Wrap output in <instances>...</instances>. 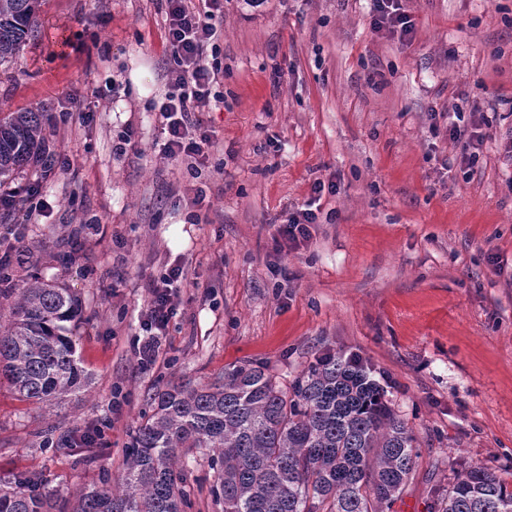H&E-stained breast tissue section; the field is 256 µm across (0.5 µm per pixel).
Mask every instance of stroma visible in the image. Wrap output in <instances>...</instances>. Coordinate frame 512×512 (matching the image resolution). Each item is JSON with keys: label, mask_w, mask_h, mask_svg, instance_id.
I'll list each match as a JSON object with an SVG mask.
<instances>
[{"label": "stroma", "mask_w": 512, "mask_h": 512, "mask_svg": "<svg viewBox=\"0 0 512 512\" xmlns=\"http://www.w3.org/2000/svg\"><path fill=\"white\" fill-rule=\"evenodd\" d=\"M369 7L223 0L214 144L195 173L160 152L176 67L163 0H42L36 36L0 64V112L44 113L56 171L0 184L16 200L0 250L16 279L80 297L93 381L54 406L0 387L1 480L92 487L119 474L156 386L245 363L291 381L342 351L417 437L390 512H437L476 464L512 488V0H405L408 41L374 31ZM456 109L491 116L471 168L443 118ZM311 200L310 238L288 242L282 224ZM176 265L177 314L140 366L148 285ZM95 425L99 447H75Z\"/></svg>", "instance_id": "obj_1"}]
</instances>
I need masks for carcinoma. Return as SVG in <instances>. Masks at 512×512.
<instances>
[{
    "mask_svg": "<svg viewBox=\"0 0 512 512\" xmlns=\"http://www.w3.org/2000/svg\"><path fill=\"white\" fill-rule=\"evenodd\" d=\"M42 0H0V62L36 32ZM43 113L0 114V183L43 150ZM82 303L32 277L0 283V381L32 404L89 385L71 333ZM123 468L68 497L37 478L0 483V512H184L177 450L207 457L209 495L224 512H386L417 458L416 437L362 362L320 357L285 386L262 365L224 371L220 384H168L149 395ZM442 512H512V490L484 466L458 475Z\"/></svg>",
    "mask_w": 512,
    "mask_h": 512,
    "instance_id": "obj_1",
    "label": "carcinoma"
}]
</instances>
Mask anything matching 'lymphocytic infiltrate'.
<instances>
[{
	"mask_svg": "<svg viewBox=\"0 0 512 512\" xmlns=\"http://www.w3.org/2000/svg\"><path fill=\"white\" fill-rule=\"evenodd\" d=\"M166 41L170 56L177 65L173 89L159 108V121L166 141L164 156L187 163L190 168L201 165L212 145L205 133L201 112L208 105L217 70L207 63V51L219 38V0H204L203 7L188 6L186 0H165ZM371 25L374 30L387 31L402 39L411 38L414 23L406 12L403 0H371ZM487 117L467 121L456 116L448 121V134L463 145L462 163L474 166L484 144L483 125ZM183 274L181 267L149 285L150 305L143 329L147 340L141 345V362H152L156 344L164 335L176 313L172 292Z\"/></svg>",
	"mask_w": 512,
	"mask_h": 512,
	"instance_id": "f902f5d3",
	"label": "lymphocytic infiltrate"
}]
</instances>
